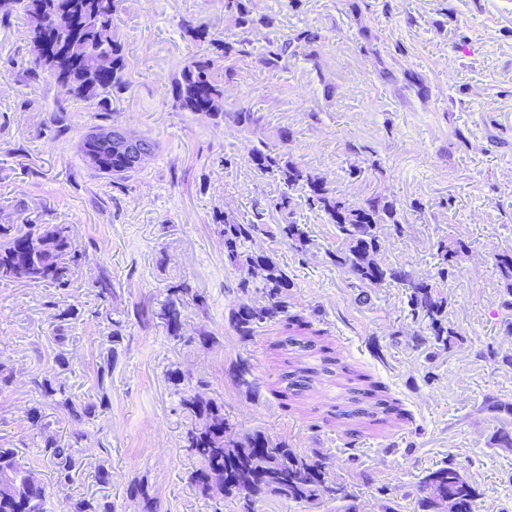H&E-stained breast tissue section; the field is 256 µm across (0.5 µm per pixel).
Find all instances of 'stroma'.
Listing matches in <instances>:
<instances>
[{
	"label": "stroma",
	"mask_w": 512,
	"mask_h": 512,
	"mask_svg": "<svg viewBox=\"0 0 512 512\" xmlns=\"http://www.w3.org/2000/svg\"><path fill=\"white\" fill-rule=\"evenodd\" d=\"M273 17L267 39L307 30L286 68L267 71L257 57L238 63L224 86V108L259 112L254 131L175 111L172 78L199 46L181 25L216 38L234 27L224 0H124L113 25L129 64L126 89L105 104L70 100L53 80L32 74L27 20L0 9V224H67L84 254L69 288L0 284V443L51 493L108 496L117 512H138L130 497L143 483L165 512H237L234 498L206 497L189 481L198 460L182 446L193 419L167 379L180 368L199 393L224 404L234 435L262 433L303 454L319 451L332 478L356 497L360 512H418L415 486L451 461L476 482L477 512H512V366L481 358L493 345L512 353V311L496 255L512 253V0H251ZM119 125L151 137L157 151L125 181L91 170L81 151L90 127ZM284 150L337 196L360 205L392 203L396 222H380L378 261L434 284L448 300L458 334L429 357L415 343L421 324L408 314L405 290L360 286L331 254L343 250L322 214L268 209L281 193L257 174L250 150ZM262 212L248 244L288 272V311L311 324L310 347L287 345L282 322L242 342L229 312L238 303L237 272L224 263L215 222L245 223ZM307 225L310 244L285 243L279 225ZM468 245L448 278L438 275L439 242ZM112 280V317L123 342L112 372L110 404L77 422L35 393L33 374L64 386L73 401H95L96 371L107 354V324L93 315L94 283ZM203 293L208 314L184 313L179 336L163 321H139L135 309L159 310L169 288ZM74 307L67 338L52 331V304ZM209 334L216 341L197 343ZM66 366H58L56 357ZM247 362L258 383L233 377ZM308 370L301 389L286 376ZM39 407L40 425L28 418ZM86 435L72 482L55 484L43 438ZM112 473L96 481L98 468Z\"/></svg>",
	"instance_id": "1"
}]
</instances>
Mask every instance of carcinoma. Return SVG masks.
<instances>
[{
	"instance_id": "1",
	"label": "carcinoma",
	"mask_w": 512,
	"mask_h": 512,
	"mask_svg": "<svg viewBox=\"0 0 512 512\" xmlns=\"http://www.w3.org/2000/svg\"><path fill=\"white\" fill-rule=\"evenodd\" d=\"M121 2L22 0L34 71L54 80H64L68 94L76 102H101L124 88L127 61L122 43L112 31ZM248 2L250 0H224V13L238 29L222 40H212L221 51L224 65L218 67L213 59L202 56L188 62L172 80L176 109L214 120L228 118L244 131L259 125L261 116L249 108L219 111V101L224 97V79L235 75L234 61L251 55L250 35L260 27L274 25L268 16L255 17ZM316 38L315 34L301 31L283 40H269L260 62L270 70L279 69L297 49ZM251 157L259 175H268L291 190L301 189L306 207L323 211L328 223L336 226L345 250L331 255L333 263L347 269L355 280L367 287L389 281L408 290L410 314L426 330V335L416 337L417 344L443 350L450 348L457 333L446 321L447 300L435 295L428 281L416 279L403 269L383 266L376 259L380 251L377 228L382 217L399 228L393 205L382 204L377 198H370L363 205H350L336 196L324 180L303 171L288 158V153L274 150L263 141L252 147ZM103 161V172L117 180H127L137 170L129 154L116 149L103 156ZM259 231V224H241L227 217L221 220L219 230L224 241V259L240 272L236 287L240 303L231 309L229 319L244 342L252 340L257 329L271 322L284 319L290 325L305 324L302 317L288 314V288L291 287L288 273L273 257L244 251L246 243ZM278 232L300 251L310 242L304 224H280ZM439 251L440 273L445 275L467 251V245L462 241L452 245L441 243ZM81 261L82 254L67 224H30L24 229L0 225V282L45 284L65 289L70 286ZM257 270L262 271L259 284L254 281ZM191 303L199 312L206 313L203 297L188 285L182 283L169 289V297L157 315L172 335H179L183 312ZM95 316L112 327L108 338L112 344H119L121 322L112 319L105 306L96 311ZM112 364L110 358L97 369L102 403L112 383ZM169 380L180 395L181 406L194 418L182 443L200 462L189 479L203 495H232L238 512H254L255 498L262 493L308 505L327 498L341 502L343 512H358L356 496L342 484L328 479L318 454H300L287 444L272 443L257 432L234 438L228 433L224 404L205 399L183 386L184 375L177 368L169 372ZM31 385L42 398L52 401L77 421L95 413L96 404H76L63 386L53 385L45 375H33ZM84 438L85 434L77 431L64 446L53 436L44 438L42 451L54 460L59 485L72 480L76 448ZM31 473L32 470L20 461L16 449L0 444V512H48L45 487L33 482ZM130 496L140 498V512H161L160 504L142 485H132ZM415 496L421 512H440V499L444 497L455 499L457 512H475L479 492L471 479L448 461L421 479ZM63 512H115V506L106 496L70 498L63 504Z\"/></svg>"
}]
</instances>
